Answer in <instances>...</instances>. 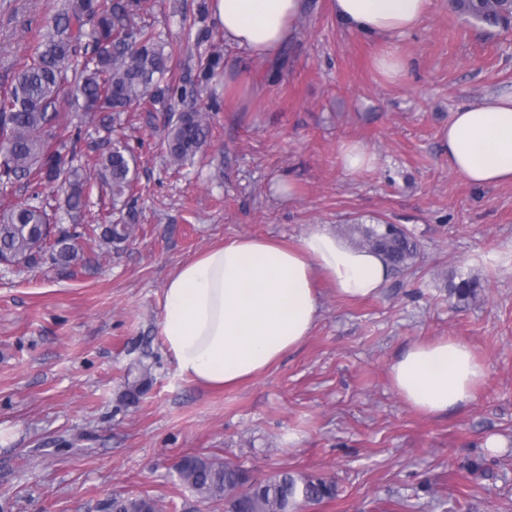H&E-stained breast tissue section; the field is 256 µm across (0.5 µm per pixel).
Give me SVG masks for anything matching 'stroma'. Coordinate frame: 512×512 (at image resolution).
I'll return each instance as SVG.
<instances>
[{"mask_svg":"<svg viewBox=\"0 0 512 512\" xmlns=\"http://www.w3.org/2000/svg\"><path fill=\"white\" fill-rule=\"evenodd\" d=\"M210 2L156 0L152 16L209 110L203 153L170 167L162 112H129L117 135L137 160L130 237L83 247L67 268L0 265V512H110L116 495L224 512L179 480L186 455L260 478L332 477L335 497L310 512H512V183L473 187L439 141L460 107L512 91V28L432 0L397 41L410 68L393 82L373 67L377 39L341 26L331 0H308L269 79L225 44ZM55 10L0 0V90ZM214 55L222 73L199 79ZM227 69L251 80V101L225 97ZM347 142L374 155L371 169L343 170ZM382 221L405 226L420 255L378 297L319 286L311 336L237 386L176 374L158 318L180 264L241 236L291 244L313 224L342 234ZM454 272L482 283L476 298L449 299ZM442 338L466 343L486 378L467 406L428 415L400 399L389 368ZM141 364L150 373L133 401Z\"/></svg>","mask_w":512,"mask_h":512,"instance_id":"1","label":"stroma"}]
</instances>
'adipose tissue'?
Returning <instances> with one entry per match:
<instances>
[{
  "instance_id": "adipose-tissue-1",
  "label": "adipose tissue",
  "mask_w": 512,
  "mask_h": 512,
  "mask_svg": "<svg viewBox=\"0 0 512 512\" xmlns=\"http://www.w3.org/2000/svg\"><path fill=\"white\" fill-rule=\"evenodd\" d=\"M338 22L380 43L375 66L387 79L408 68L394 39L415 30L430 0H331ZM304 0H213L225 42L273 63L296 29ZM452 167L475 186L512 182V94L464 106L441 129ZM391 270L378 253L353 247L315 224L292 246L245 236L179 266L164 285L158 328L177 374L224 387L255 377L300 348L319 315L317 279L348 299L379 295ZM410 407L442 414L467 405L486 377L471 348L442 339L409 347L390 366Z\"/></svg>"
}]
</instances>
